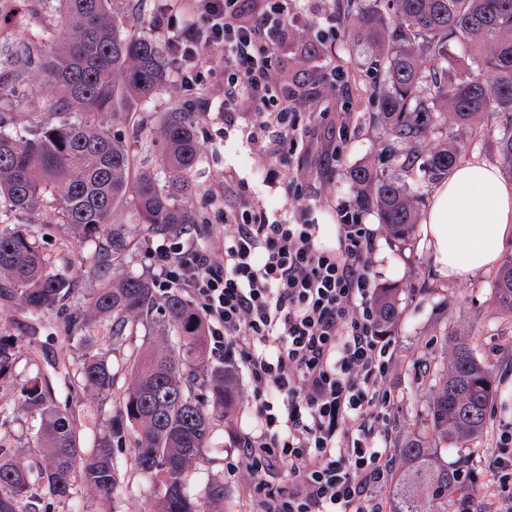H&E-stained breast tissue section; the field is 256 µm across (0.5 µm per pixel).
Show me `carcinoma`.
<instances>
[{"mask_svg": "<svg viewBox=\"0 0 512 512\" xmlns=\"http://www.w3.org/2000/svg\"><path fill=\"white\" fill-rule=\"evenodd\" d=\"M117 2L60 0L62 27L58 35L47 37L45 52L31 53L32 33L23 28L13 51L0 56V94L35 67L57 91L54 111L85 115L8 130L0 118V214L33 210L46 191L58 192V212L65 223L106 236L92 263L109 283L88 295L91 316L111 341L122 339L137 318L149 316L162 343L150 341L141 349L135 360L137 379L92 448L80 447L73 415L50 407L38 383L24 390V407L40 415L43 490L50 499L70 497L77 478L99 498H111L120 486L114 448L134 432L136 470L160 488L154 512H200L184 473L208 448L215 420L231 417L235 375L227 365L214 367L207 392H197L199 368L207 356L202 316L180 291L170 292L159 304L148 280L129 273L113 276L128 247L120 225L113 223L119 204L130 205L134 220L153 231L193 223L188 198L194 187L187 174L199 163L200 150L190 113L173 112L162 130L160 171L144 169L131 182L126 146L89 119L151 100L167 73L164 52L154 41L120 27ZM394 2L391 23L376 10L345 16L350 37L369 43L386 63L390 90L380 95L382 134L399 143H419L428 137L439 109L469 128L498 119V150L512 174V0ZM451 41L470 47L468 67L439 77L424 74L425 61L448 58ZM465 147L457 141L421 157L423 182L447 178ZM351 180L360 204L374 211L395 238L413 233L419 189L367 166L354 168ZM1 276L34 318L72 291L69 278L49 267L24 224L0 229ZM397 293L394 284L377 288L378 326L384 336L400 318ZM492 301L512 311V261L498 271ZM12 350V339L1 335L0 376L12 366ZM78 377L103 393L114 381L111 367L95 353L85 356ZM493 393L492 375L468 339L452 337L450 366L428 404L431 436L458 445L480 435ZM401 454L405 466L393 483V512H426L423 505L448 500L452 474L427 442L412 438ZM30 488L28 471L0 448V512H21ZM207 502L210 512H223L224 481L210 484Z\"/></svg>", "mask_w": 512, "mask_h": 512, "instance_id": "1", "label": "carcinoma"}]
</instances>
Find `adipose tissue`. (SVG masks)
I'll return each mask as SVG.
<instances>
[{"instance_id":"1","label":"adipose tissue","mask_w":512,"mask_h":512,"mask_svg":"<svg viewBox=\"0 0 512 512\" xmlns=\"http://www.w3.org/2000/svg\"><path fill=\"white\" fill-rule=\"evenodd\" d=\"M439 272L463 278L497 268L512 239V183L479 161L460 162L441 182L423 223Z\"/></svg>"}]
</instances>
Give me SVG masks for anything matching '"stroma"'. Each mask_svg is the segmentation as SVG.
<instances>
[{
	"mask_svg": "<svg viewBox=\"0 0 512 512\" xmlns=\"http://www.w3.org/2000/svg\"><path fill=\"white\" fill-rule=\"evenodd\" d=\"M298 22L281 48L270 71L277 83H288L295 111L309 119L317 113L328 118L319 125L309 149L299 155H284L279 129L265 131L254 123V104L240 99L232 119H225L224 58L213 47L198 50L206 68L204 81L194 90H185L176 73H168L163 88L144 106L118 114L97 115L125 144L131 175L159 161L163 150L161 131L170 113H190L200 146L201 162L189 179L195 193L189 206L196 224L220 223L228 210L243 207L264 209L286 218L304 217L323 225L324 242L336 237V204H355L356 188L350 173L368 166L410 187H421L425 197L433 186L421 185L419 171L402 167L403 156L427 153L451 140L468 142L466 159L500 166L496 130L482 126L479 132L457 126L452 118L434 124L427 140L413 147L384 137L376 122L378 97L386 85L385 72L374 62L371 48L349 39L344 23H337L336 34L322 36V19L328 11L344 16L347 0H292ZM161 0H121L119 14L125 29L150 39L166 42L167 17ZM47 31L58 26L56 10L43 0H0V51L14 44L18 23ZM348 72V84L331 81L330 70ZM56 93L37 73L30 72L15 85L13 92L0 96V111L10 112L18 126H36L56 121L53 110ZM347 127L346 140H338L331 129ZM376 235L372 256L377 284L398 285L400 320L392 330L395 359L386 385L395 398L392 431L385 445L394 467H401L400 450L411 438H428L427 408L438 379L445 373L451 344L447 337H467L476 357L489 368L495 385L492 403L498 409V422H512V311L499 308L490 300L495 271L463 279H449L438 272L422 230L405 240L394 238L375 212L360 213ZM27 225L44 253L56 265L66 267L72 281L71 294L60 306L32 318L9 295L0 296V334L14 340L13 364L0 376V445L24 464L32 476V512H150L159 488L145 475L130 468L131 445L116 449L120 469V489L110 499L98 498L83 483H75L72 496L64 501L49 499L39 476L44 453L37 439L39 419L23 410L21 390L36 382L57 408L71 410L79 431L80 444L89 448L113 416L122 396L134 384V359L153 336L149 324L138 321L129 327L123 340L113 342L94 328L95 350L114 374L111 391L98 393L77 377L83 361V348L69 340L63 322L66 312L86 309L87 297L99 288L91 258L103 242L100 235H89L64 223L54 209L52 196H45L37 210L14 218ZM115 221L127 225L130 246L117 266V273L133 272L151 277L154 261L147 248L152 232L131 223L126 206H119ZM235 412L231 419H217L212 439L203 456L186 472V485L197 499L204 500L207 486L224 482V512H259L247 495L254 479L241 473L226 475L228 455L240 435L255 424L251 406L252 388L245 373H237ZM494 452V429L486 427L478 437L461 445L438 450L449 471L479 465Z\"/></svg>",
	"mask_w": 512,
	"mask_h": 512,
	"instance_id": "35a3bbf8",
	"label": "stroma"
}]
</instances>
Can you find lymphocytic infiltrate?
I'll return each mask as SVG.
<instances>
[{
	"label": "lymphocytic infiltrate",
	"instance_id": "f902f5d3",
	"mask_svg": "<svg viewBox=\"0 0 512 512\" xmlns=\"http://www.w3.org/2000/svg\"><path fill=\"white\" fill-rule=\"evenodd\" d=\"M192 10L195 22L182 25L180 0L164 6L185 87L203 79L199 43L215 46L224 55L225 114L248 98L258 129L281 126L289 153L303 152L312 129L290 111L288 89L268 79L295 20L290 0H258L251 20L239 0H194ZM336 216L328 246L309 220L245 207L211 227L224 235L221 257L186 231L152 251L158 287L187 290L207 321L212 354L244 368L251 383L256 428L239 438L231 469L301 472L277 488L253 484L261 512H382L373 491L392 470L381 438L393 353L377 326L375 237L356 210L341 204ZM484 468L498 497L512 500V426L498 434Z\"/></svg>",
	"mask_w": 512,
	"mask_h": 512
}]
</instances>
